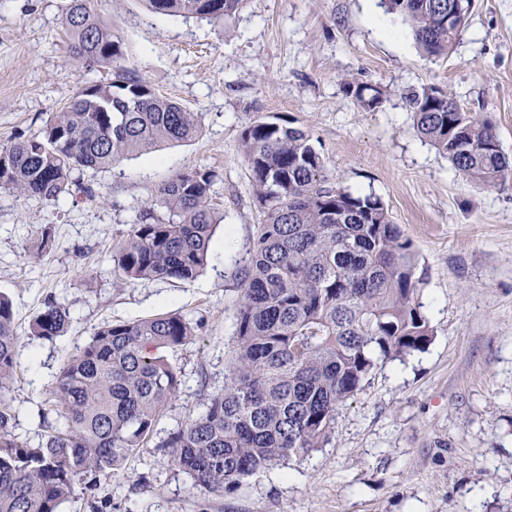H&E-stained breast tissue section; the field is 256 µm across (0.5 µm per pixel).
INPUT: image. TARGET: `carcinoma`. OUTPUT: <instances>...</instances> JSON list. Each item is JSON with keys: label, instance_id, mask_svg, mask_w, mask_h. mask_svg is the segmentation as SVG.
Listing matches in <instances>:
<instances>
[{"label": "carcinoma", "instance_id": "obj_1", "mask_svg": "<svg viewBox=\"0 0 512 512\" xmlns=\"http://www.w3.org/2000/svg\"><path fill=\"white\" fill-rule=\"evenodd\" d=\"M168 15L224 21L241 0H143ZM454 0H385L412 27L429 56H445L466 18L448 26ZM72 57L112 70L108 82L78 88L42 135L0 147V188L56 203L73 195V174L110 168L200 133L194 113L124 69L122 42L90 10L71 0L65 17ZM365 111L386 101L379 85L348 82ZM404 99L415 133L448 156L463 178L495 189L512 181V160L491 123L464 111L437 86ZM264 219L237 271L234 349L224 388L163 447L174 467L209 492L309 455L329 438L340 406L388 360L421 351L433 330L415 298L412 243L374 195L329 185L321 155L301 129L254 121L240 136ZM215 174L196 170L165 182L156 207L139 214L112 260L128 281L191 280L205 268L221 223ZM69 325L49 302L32 322L51 339ZM194 336L181 315L105 324L56 376L58 420L44 441L24 444L0 405V512H58L75 485L101 478L143 447L180 379L162 352ZM19 336L11 301L0 294V390L16 371Z\"/></svg>", "mask_w": 512, "mask_h": 512}]
</instances>
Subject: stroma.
<instances>
[{"label": "stroma", "mask_w": 512, "mask_h": 512, "mask_svg": "<svg viewBox=\"0 0 512 512\" xmlns=\"http://www.w3.org/2000/svg\"><path fill=\"white\" fill-rule=\"evenodd\" d=\"M71 0H0V145L41 135L82 83L105 69L73 61ZM122 42L123 67L197 113L199 136L75 172V196L45 203L0 188V291L20 340L0 402L19 441L54 423L53 382L101 326L174 312L195 334L166 350L180 385L146 447L60 512H512V182L485 189L456 173L412 130L403 98L435 85L489 120L512 157V0H475L448 55L421 52L381 0H242L224 23L167 16L142 0H91ZM387 99L361 109L344 82ZM306 131L333 186L374 194L416 254L420 310L434 336L388 361L342 405L330 439L310 455L243 479L195 488L162 445L224 387L235 336L236 263L263 210L240 151L256 120ZM214 171L224 219L194 281L121 280L112 248L173 176ZM54 246L38 252L44 228ZM70 317L51 339L31 334L47 301Z\"/></svg>", "instance_id": "obj_1"}]
</instances>
